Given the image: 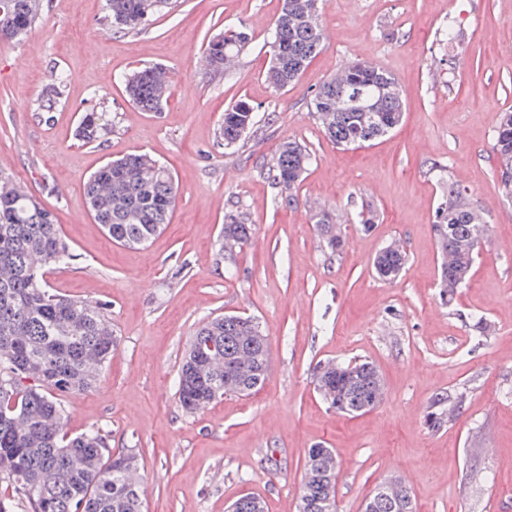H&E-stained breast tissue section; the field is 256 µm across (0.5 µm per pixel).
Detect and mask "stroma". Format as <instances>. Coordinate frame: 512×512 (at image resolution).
I'll list each match as a JSON object with an SVG mask.
<instances>
[{
    "instance_id": "1",
    "label": "stroma",
    "mask_w": 512,
    "mask_h": 512,
    "mask_svg": "<svg viewBox=\"0 0 512 512\" xmlns=\"http://www.w3.org/2000/svg\"><path fill=\"white\" fill-rule=\"evenodd\" d=\"M281 0H173L139 31L101 23L103 0H45L41 23L0 44V173L24 182L55 212L75 259L47 270L50 289L105 304L119 341L96 386L64 397V429L130 449L145 482L144 512H228L245 493L266 512H297L303 464L317 445L338 464L337 512H361L380 482L411 474L417 512H512V200L499 189L493 137L512 109V0H326L321 53L278 91L263 72ZM465 38L442 39L450 15ZM247 28L253 41L231 79L196 65L214 34ZM390 72L404 91L401 125L345 150L313 120V91L348 62ZM164 66L172 93L144 112L124 92L138 67ZM66 82L51 121L39 119L47 74ZM254 106L258 130L242 148L217 143L224 110ZM109 113L101 143L77 135L83 113ZM314 162L298 205L277 204L262 166L280 142ZM28 151H20V144ZM146 153L177 187L170 224L151 243L110 239L83 205L106 160ZM447 166L482 209L488 235L454 298L438 285L434 211ZM246 212L253 234L227 273L218 255L224 215ZM376 221L358 228L361 206ZM345 215L340 254L324 250L311 208ZM407 265L395 280L372 261L393 239ZM255 317L270 345V376L248 396L190 414L176 378L202 322ZM360 359L378 369L385 399L359 416L328 409L317 362ZM460 393L453 421L430 427L436 397Z\"/></svg>"
}]
</instances>
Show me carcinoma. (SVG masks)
Here are the masks:
<instances>
[{
	"label": "carcinoma",
	"instance_id": "obj_1",
	"mask_svg": "<svg viewBox=\"0 0 512 512\" xmlns=\"http://www.w3.org/2000/svg\"><path fill=\"white\" fill-rule=\"evenodd\" d=\"M170 0H105L108 28L135 32L168 8ZM323 0H282L271 36V60L265 78L275 90L294 85L324 42L320 16ZM44 0H0V42L22 40L42 21ZM252 37L245 29L218 33L208 41L207 71L224 78ZM65 77L47 86L40 108H54ZM125 92L144 112H157L167 101L171 82L161 65L144 66L124 79ZM312 116L332 143L361 147L387 135L402 121L404 94L386 70L359 61L347 63L327 79L310 99ZM109 125L107 113L87 112L78 136L91 143ZM255 132V108L240 101L224 111L217 139L226 149L244 145ZM493 152L500 184L512 198V110L502 114ZM312 162L301 143L282 141L266 174L280 190L281 202H298L297 185ZM443 185L435 209L433 230L442 257L439 288L452 296L459 276L470 272L487 231L482 213L467 189L451 180L441 165L431 167ZM176 187L170 170L145 153L108 161L94 172L83 190L84 203L107 235L127 247L144 246L170 223ZM326 249L340 253L344 238L337 216L314 208ZM251 236V224L239 210L224 215L221 241L241 247ZM74 260L53 211L27 186L0 177V480L12 494H0V512H142L143 490L136 455L114 452L97 430L68 436L63 432L62 397L87 392L112 356L117 338L104 307L96 301L66 298L47 288L45 271ZM406 266L403 250L389 245L373 261L384 280L398 277ZM270 348L259 323L241 315H220L205 321L185 350L178 373L181 407L195 413L226 394L248 395L268 379ZM316 387L328 408L358 415L380 401L382 379L366 360L333 361L315 367ZM463 394L440 398L430 422H444L446 409H456ZM309 449L298 512H336V458L324 449L323 462ZM393 482L380 483L370 495L372 512H399Z\"/></svg>",
	"mask_w": 512,
	"mask_h": 512
}]
</instances>
